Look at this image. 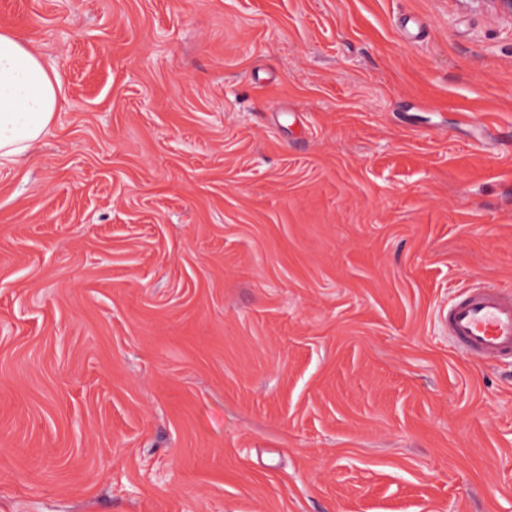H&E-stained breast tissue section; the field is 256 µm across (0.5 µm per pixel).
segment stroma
<instances>
[{
	"label": "stroma",
	"mask_w": 512,
	"mask_h": 512,
	"mask_svg": "<svg viewBox=\"0 0 512 512\" xmlns=\"http://www.w3.org/2000/svg\"><path fill=\"white\" fill-rule=\"evenodd\" d=\"M0 512H512V23L459 0H0ZM56 69L11 30L0 31V166L17 162L52 125L61 95ZM512 287L483 283L463 289L448 306V337L464 356L512 359Z\"/></svg>",
	"instance_id": "1"
}]
</instances>
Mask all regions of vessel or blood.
I'll return each instance as SVG.
<instances>
[{"label": "vessel or blood", "instance_id": "1", "mask_svg": "<svg viewBox=\"0 0 512 512\" xmlns=\"http://www.w3.org/2000/svg\"><path fill=\"white\" fill-rule=\"evenodd\" d=\"M455 349L480 361L512 359V289L483 283L463 289L448 307Z\"/></svg>", "mask_w": 512, "mask_h": 512}]
</instances>
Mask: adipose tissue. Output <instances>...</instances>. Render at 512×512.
Returning a JSON list of instances; mask_svg holds the SVG:
<instances>
[{
  "label": "adipose tissue",
  "mask_w": 512,
  "mask_h": 512,
  "mask_svg": "<svg viewBox=\"0 0 512 512\" xmlns=\"http://www.w3.org/2000/svg\"><path fill=\"white\" fill-rule=\"evenodd\" d=\"M61 90L53 66L11 30L0 31V166L17 162L47 135Z\"/></svg>",
  "instance_id": "1"
}]
</instances>
